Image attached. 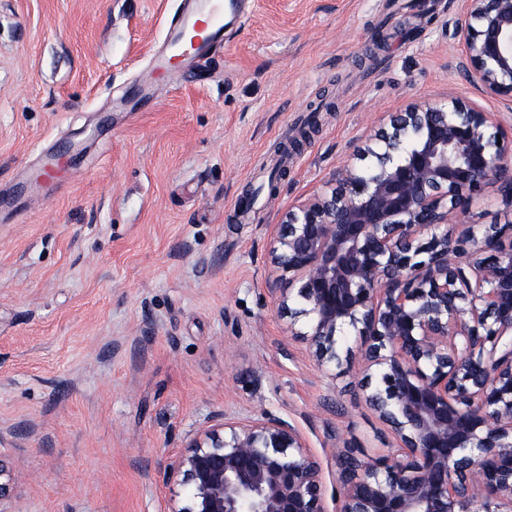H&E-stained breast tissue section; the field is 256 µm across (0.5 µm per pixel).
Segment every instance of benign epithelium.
Listing matches in <instances>:
<instances>
[{"label": "benign epithelium", "instance_id": "benign-epithelium-1", "mask_svg": "<svg viewBox=\"0 0 512 512\" xmlns=\"http://www.w3.org/2000/svg\"><path fill=\"white\" fill-rule=\"evenodd\" d=\"M451 36L465 77L512 97V0H464ZM497 126L456 98L411 102L374 131L366 164L265 225L266 296L318 365L359 359L398 449L361 459L334 443L329 483L286 420L211 415L158 468L186 501L166 512H327L328 497L336 512H512V223L448 230L490 183L512 202ZM14 483L0 457V512Z\"/></svg>", "mask_w": 512, "mask_h": 512}]
</instances>
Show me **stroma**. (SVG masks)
Listing matches in <instances>:
<instances>
[{"label": "stroma", "mask_w": 512, "mask_h": 512, "mask_svg": "<svg viewBox=\"0 0 512 512\" xmlns=\"http://www.w3.org/2000/svg\"><path fill=\"white\" fill-rule=\"evenodd\" d=\"M182 2L0 0L7 512H163L160 463L217 411L287 420L329 476L333 441L396 448L264 297L265 227L409 102L512 133V102L458 69L462 0H257L224 50L148 83Z\"/></svg>", "instance_id": "1"}]
</instances>
